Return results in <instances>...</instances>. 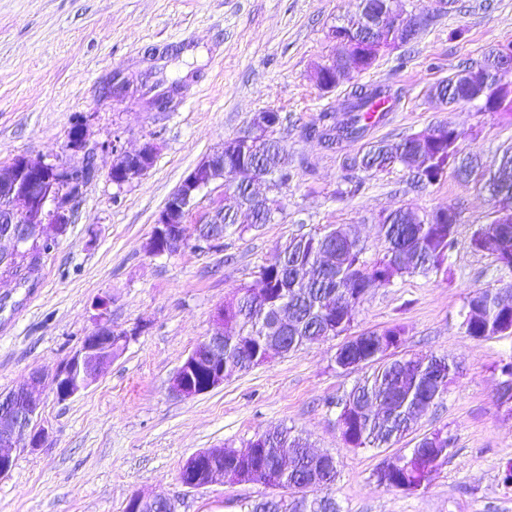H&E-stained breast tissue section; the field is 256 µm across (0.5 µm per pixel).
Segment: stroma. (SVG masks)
<instances>
[{"mask_svg":"<svg viewBox=\"0 0 512 512\" xmlns=\"http://www.w3.org/2000/svg\"><path fill=\"white\" fill-rule=\"evenodd\" d=\"M359 0H0V170L27 156L81 164L65 149L73 116L100 144L94 176L75 217L35 273L0 272V393L31 372L52 378L96 327L94 305L107 298L124 350L87 389L67 400L41 394L38 448L19 446L0 478V512H123L130 496L174 500L177 512H241L261 499L257 484L216 482L185 488L180 466L207 448L245 449L258 435L289 428L311 451L338 461L333 494L341 512H512V415L497 400L512 335L468 336L463 313L472 291L512 284V272L475 251L471 236L489 222L492 203L454 173L422 190L402 167L347 173L345 157L363 142L323 148L308 130L320 112L342 113L348 94L379 85L394 105L368 140H394L438 124L464 135L482 168L512 147V117L470 103L445 105L429 89L448 75L477 69L491 47L512 41V0H407L426 20L410 44L385 51L374 67L321 91L315 64L333 51L327 33L357 12ZM170 94L157 111L152 92ZM263 109L282 113L277 136L298 175L277 193L282 209L268 224L240 215L212 250L154 256L146 243L158 212L188 172ZM366 139V140H367ZM116 148L154 149L140 181L114 184ZM459 213L457 242L441 270L397 277L370 289L353 309L350 335L402 326L400 355H436L457 369L447 392L400 446L349 448L337 418L345 394L370 369L337 367L342 337H326L233 375L184 399L169 380L215 326L220 306L291 235L342 225L363 258L385 253L382 214ZM453 448L426 490L378 486L374 473L401 448L436 429Z\"/></svg>","mask_w":512,"mask_h":512,"instance_id":"35a3bbf8","label":"stroma"}]
</instances>
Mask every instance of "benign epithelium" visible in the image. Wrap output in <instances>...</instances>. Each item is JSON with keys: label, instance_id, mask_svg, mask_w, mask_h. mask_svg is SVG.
Returning a JSON list of instances; mask_svg holds the SVG:
<instances>
[{"label": "benign epithelium", "instance_id": "1", "mask_svg": "<svg viewBox=\"0 0 512 512\" xmlns=\"http://www.w3.org/2000/svg\"><path fill=\"white\" fill-rule=\"evenodd\" d=\"M421 18L407 9L405 0H390L388 9L378 20L376 28L390 31L398 37L410 39L417 35ZM328 39L333 44L332 57L317 64L313 78L317 86L330 92L336 84L363 74L361 61L377 49L373 34L352 37L345 30L331 28ZM461 82L479 86L483 97L479 101L481 111L495 112L502 97H512V83L504 79L492 84L485 71L477 74L463 72ZM278 126L277 111L264 109L256 113L248 127L235 136L224 139L221 148L203 158L189 171L177 190L168 198L156 216L151 236L146 244L148 253L155 256L175 255L189 241L204 247L224 239V227L213 223L207 212L195 225L199 233L190 236L185 231L190 213L201 201V194L211 185L224 180V160L234 159L245 152L248 145L258 144L271 138ZM66 149L82 154L85 164L72 166L53 164L43 159L20 156L7 172H0V185L10 187L8 201L0 204V241L12 243L9 251L0 250V266L12 261L18 254L33 255L37 241L50 243L63 235L73 222L78 198L71 187L82 176L85 167L92 165L96 147L88 142L86 126L73 135ZM116 160L109 171L112 182L122 186L141 180L151 168L154 149L145 146L130 153L115 151ZM31 248H26L27 244ZM109 301L99 299L94 309L96 328L86 336L80 348L71 356L63 369L45 383L44 376L35 371L30 374L27 386L0 394V477L7 476L14 467L13 450L19 438L28 437V445L36 448L45 440V431L36 428L35 417L40 408L37 393L50 386L56 396L66 400L86 389L106 369L127 341L125 331L112 327L107 319ZM205 362L208 383L198 387L192 382L193 373L200 362ZM228 376L224 372V308L216 312V327L204 337L178 367L170 381V391L180 398H192L224 385ZM224 449L209 448L189 457L179 471L181 484L189 489L204 487L217 481L238 483L242 478L236 473L224 471L219 460ZM156 503H165L174 512L176 504L167 498H148L135 494L126 504V512H145Z\"/></svg>", "mask_w": 512, "mask_h": 512}]
</instances>
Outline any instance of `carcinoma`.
<instances>
[{"instance_id":"cac0c4a2","label":"carcinoma","mask_w":512,"mask_h":512,"mask_svg":"<svg viewBox=\"0 0 512 512\" xmlns=\"http://www.w3.org/2000/svg\"><path fill=\"white\" fill-rule=\"evenodd\" d=\"M362 3L359 14L348 19L344 27L353 31L361 19L381 13L385 0ZM438 91L447 94L450 103L459 98L477 101V90L455 84L452 77L430 89L432 93ZM352 98L357 101L355 111L339 126L338 141L364 138L370 127L368 112L391 96L378 87L362 85ZM460 140L461 134L451 127L440 129L436 136L418 132L393 143L371 141L363 153L349 159L346 167L382 172L398 165L414 173L418 186L431 184L452 167L456 177L467 181L476 174L479 162L475 154L460 147ZM243 163L264 172L275 189L288 185L293 178L288 151L277 138L244 153L231 167ZM482 189L491 200L512 204V153L504 154L498 168L483 180ZM280 209L279 205L271 206L268 197L239 183L224 203V229L238 223L241 211L248 212L256 225L270 223ZM379 224L388 247L384 256L370 266L363 260V246L341 225L290 238L278 259L260 268L257 286L240 289V296L224 305V324L236 326L234 333L224 337V367L236 374L262 364L269 343L285 356L326 336L341 335L351 326L341 303L359 302L369 289L390 284L396 275L439 270L455 244L456 225L448 223L446 212L427 220L410 208H400L381 215ZM471 245L512 270V218H507L505 224L480 226L471 237ZM468 303L478 310L462 323L471 337L498 336L503 326L512 324V303L501 301L492 288L476 290ZM403 335L402 328L393 326L380 333H363L356 337V343L345 346V353L357 364L376 366L372 377L354 387L343 402L341 432L349 447L381 448L399 441L448 388V374L438 369L442 358L425 356L405 362L379 358L380 340L400 341ZM452 447L451 438L441 430L425 435L415 448L392 463L391 470L377 469L376 482L403 492L424 489L435 468L448 459ZM224 467L258 472L265 484L286 489L291 495L287 503L276 499L246 503L243 512H340L332 496L336 457L308 451L303 438L290 429L259 436L245 453L225 448Z\"/></svg>"}]
</instances>
